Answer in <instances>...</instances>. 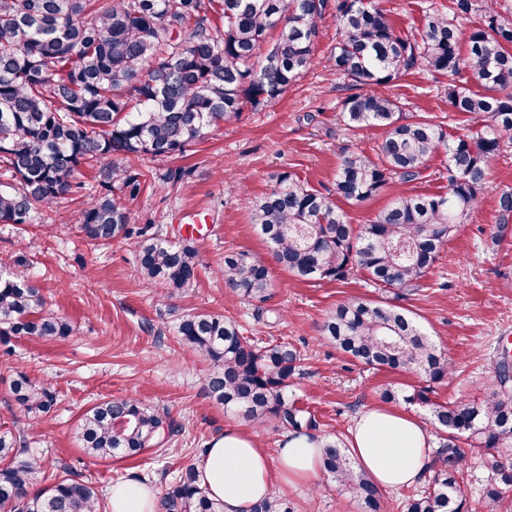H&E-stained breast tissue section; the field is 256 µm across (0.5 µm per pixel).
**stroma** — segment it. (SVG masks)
<instances>
[{
	"mask_svg": "<svg viewBox=\"0 0 512 512\" xmlns=\"http://www.w3.org/2000/svg\"><path fill=\"white\" fill-rule=\"evenodd\" d=\"M337 38L335 20L325 18L312 66L276 101L246 109L240 120L224 124L185 156L141 160V168L159 173L175 166L193 169L178 193L149 188L133 203L142 219L170 240L190 242L199 251L196 280L171 302H161V287L140 277L135 240L98 250L87 244L78 229L82 198L71 196L43 209L37 224L23 230L0 224V266L36 261L38 284L51 309L77 327L76 335L57 342L18 336L0 343V424L23 418L10 389L17 371L49 380L58 395L54 411L33 429L36 455L68 467L107 494L131 476L168 487L228 425L274 450L282 430L248 422L208 396L206 362L175 332L178 319L191 312L219 313L247 335L296 345L304 355V374L289 395L315 413L327 434H347L360 410L381 405L384 383L407 393L422 385L421 377L407 371L365 369L321 339L318 326L337 305L378 297L364 273L309 283L273 268V296L260 318L215 274L232 252L269 260L250 210L273 185L274 175L292 171L313 188L330 189L345 153L377 151L383 129L348 126L342 103L351 93L349 82L324 65ZM453 81L422 68L394 80L387 91L404 114L423 113L455 138L474 131L478 122L450 107L447 89ZM447 168L445 154L436 153L422 178L405 187L446 194ZM405 187L393 181L378 196L358 204L344 201L340 207L350 223L367 224ZM507 187L512 188V148L493 158L489 182L469 220L443 247L420 288L403 301L454 366L453 374L434 386L438 402L483 400L499 388V347L512 342V228L499 239L494 231L497 194ZM110 395L133 396L169 410L179 430L164 440L163 455L107 463L84 455L76 435L78 417L94 399ZM281 494L295 512H360L349 494L324 477L316 487L285 488Z\"/></svg>",
	"mask_w": 512,
	"mask_h": 512,
	"instance_id": "obj_1",
	"label": "stroma"
}]
</instances>
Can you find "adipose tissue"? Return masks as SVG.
I'll list each match as a JSON object with an SVG mask.
<instances>
[{
    "label": "adipose tissue",
    "mask_w": 512,
    "mask_h": 512,
    "mask_svg": "<svg viewBox=\"0 0 512 512\" xmlns=\"http://www.w3.org/2000/svg\"><path fill=\"white\" fill-rule=\"evenodd\" d=\"M430 434L419 419L392 407H367L348 431L347 446L355 467L381 489L417 483L431 465ZM320 436L288 433L275 455L256 440L228 426L195 462L210 498L224 512H250L274 489L315 484L322 471ZM160 493L146 479L130 477L112 487V512H158Z\"/></svg>",
    "instance_id": "adipose-tissue-1"
}]
</instances>
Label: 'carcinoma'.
Returning <instances> with one entry per match:
<instances>
[{"mask_svg": "<svg viewBox=\"0 0 512 512\" xmlns=\"http://www.w3.org/2000/svg\"><path fill=\"white\" fill-rule=\"evenodd\" d=\"M336 20L338 39L328 66L357 92L344 101L352 127L376 126L385 136L375 155L352 152L336 171L333 189H314L290 171L276 175L255 201L250 220L270 244L273 262L306 282L340 281L352 270L395 300L416 290L440 250L459 232L489 179V162L512 148V7L500 0H449L425 15L415 35L402 31L377 0H0V224L35 223L38 210L84 188L78 175L96 167L79 231L88 244L131 238L138 223L130 207L147 187L178 192L188 176L173 167L156 177L135 162L184 155L221 125L240 119L294 85L310 68L319 23ZM478 18L469 32L458 20ZM468 49L461 53L460 44ZM424 67L481 87L448 89L456 112L481 127L456 139L427 116H402L382 91ZM448 156V194L402 193L369 224L348 222L336 199L363 202L393 179L421 178L430 157ZM498 228L512 224V189L497 195ZM142 279L168 289V298L193 283L199 252L155 231L136 244ZM35 264L0 270V340L74 335L71 321L47 309ZM231 294L257 315L272 298L266 262L247 251L224 257L217 270ZM182 345L207 362L206 391L225 410L287 431L319 430L316 416L288 397L303 355L284 341L246 336L236 322L210 312L182 316ZM322 336L370 369H404L427 386L409 394L382 387L386 402L403 399L428 408L439 446L429 487L408 499L405 512H469L460 481L470 446L491 452L486 512H512V358L497 366L500 390L480 402H437L430 384L451 374V362L416 318L394 300L354 298L323 322ZM17 405L31 423L49 416L56 391L46 380L17 372ZM170 412L135 397L104 398L77 423L83 453L96 461L129 458L160 448ZM322 471L362 512H382L380 492L357 471L342 440L325 438ZM47 461L31 449L29 430L0 425V512H101L92 483L54 476L32 493ZM159 512H223L208 497L194 466L159 497ZM253 512H294L274 493Z\"/></svg>", "mask_w": 512, "mask_h": 512, "instance_id": "obj_1", "label": "carcinoma"}]
</instances>
